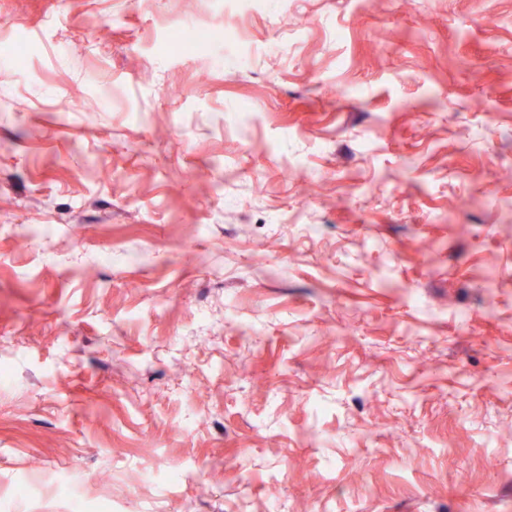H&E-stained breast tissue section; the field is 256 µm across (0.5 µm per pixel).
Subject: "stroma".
<instances>
[{
  "mask_svg": "<svg viewBox=\"0 0 512 512\" xmlns=\"http://www.w3.org/2000/svg\"><path fill=\"white\" fill-rule=\"evenodd\" d=\"M0 14V512H512V0Z\"/></svg>",
  "mask_w": 512,
  "mask_h": 512,
  "instance_id": "stroma-1",
  "label": "stroma"
}]
</instances>
